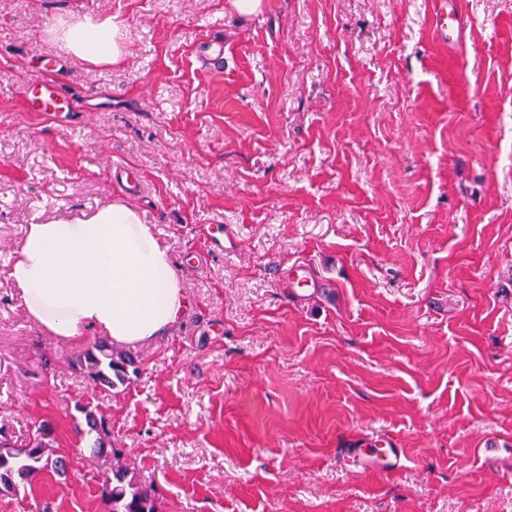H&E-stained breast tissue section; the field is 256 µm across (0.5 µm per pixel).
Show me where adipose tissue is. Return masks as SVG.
<instances>
[{
	"label": "adipose tissue",
	"instance_id": "adipose-tissue-1",
	"mask_svg": "<svg viewBox=\"0 0 512 512\" xmlns=\"http://www.w3.org/2000/svg\"><path fill=\"white\" fill-rule=\"evenodd\" d=\"M53 34L96 66L125 54L122 25L111 17L86 15ZM8 275L28 317L62 341L94 330L116 345L144 343L167 333L188 304L154 227L123 199L79 218L28 225Z\"/></svg>",
	"mask_w": 512,
	"mask_h": 512
}]
</instances>
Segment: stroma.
Returning <instances> with one entry per match:
<instances>
[{"mask_svg":"<svg viewBox=\"0 0 512 512\" xmlns=\"http://www.w3.org/2000/svg\"><path fill=\"white\" fill-rule=\"evenodd\" d=\"M0 0V436L50 424L72 459L0 512H109L80 405L104 414L159 512H512V0ZM118 17L93 66L61 20ZM224 42V63L202 53ZM54 75L73 114L26 111ZM189 305L93 391L8 276L26 227L125 196ZM234 250L209 254V226ZM305 263L321 288L300 297ZM399 457L353 459L371 438ZM440 2L434 14V27L448 44L456 45L462 40L464 28L462 14L458 11L455 2L448 0Z\"/></svg>","mask_w":512,"mask_h":512,"instance_id":"obj_1","label":"stroma"}]
</instances>
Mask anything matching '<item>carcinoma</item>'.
<instances>
[{"instance_id": "carcinoma-1", "label": "carcinoma", "mask_w": 512, "mask_h": 512, "mask_svg": "<svg viewBox=\"0 0 512 512\" xmlns=\"http://www.w3.org/2000/svg\"><path fill=\"white\" fill-rule=\"evenodd\" d=\"M74 365L84 374L94 389L104 393H118L131 383L136 374L134 357L102 340L78 357ZM91 454L97 457L111 444L106 422L88 405L81 406ZM51 431L39 426L27 448H14L0 441V493H17L32 483L43 471L64 473L69 456L56 453L50 443ZM100 496L112 506L111 512H157L158 491L137 478L133 468L124 462L120 448H112V468L103 474Z\"/></svg>"}]
</instances>
